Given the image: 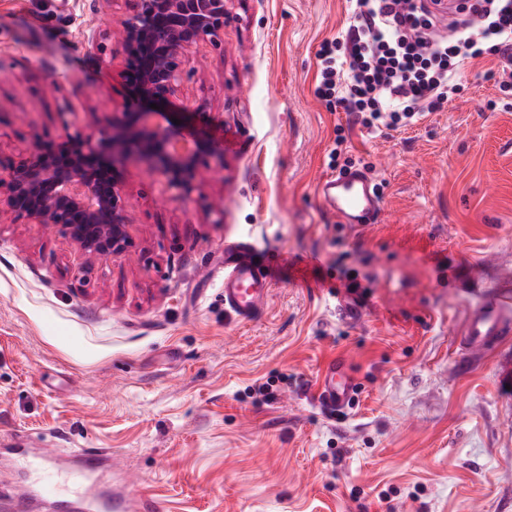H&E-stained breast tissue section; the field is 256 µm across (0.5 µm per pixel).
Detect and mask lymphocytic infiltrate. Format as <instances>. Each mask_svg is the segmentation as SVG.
I'll use <instances>...</instances> for the list:
<instances>
[{
  "label": "lymphocytic infiltrate",
  "instance_id": "obj_1",
  "mask_svg": "<svg viewBox=\"0 0 512 512\" xmlns=\"http://www.w3.org/2000/svg\"><path fill=\"white\" fill-rule=\"evenodd\" d=\"M480 2L477 17L457 12L442 36L424 0H348L346 38L319 51L317 95L368 128L441 109L466 65L489 53L512 59V0Z\"/></svg>",
  "mask_w": 512,
  "mask_h": 512
}]
</instances>
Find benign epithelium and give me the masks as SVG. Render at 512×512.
Returning a JSON list of instances; mask_svg holds the SVG:
<instances>
[{
	"label": "benign epithelium",
	"instance_id": "7a95c632",
	"mask_svg": "<svg viewBox=\"0 0 512 512\" xmlns=\"http://www.w3.org/2000/svg\"><path fill=\"white\" fill-rule=\"evenodd\" d=\"M232 2L134 0L123 20L124 79L130 99L141 107L69 152L36 144L10 160L0 168V214H10L14 224L60 228L84 258L79 270L86 272L93 261L130 244L118 164L133 159L164 178L178 197H189L211 141L184 122L183 113H163L150 104L177 96L192 49L221 45ZM158 116L165 126L156 123Z\"/></svg>",
	"mask_w": 512,
	"mask_h": 512
}]
</instances>
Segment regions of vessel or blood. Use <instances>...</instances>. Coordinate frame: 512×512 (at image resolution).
Listing matches in <instances>:
<instances>
[{
    "mask_svg": "<svg viewBox=\"0 0 512 512\" xmlns=\"http://www.w3.org/2000/svg\"><path fill=\"white\" fill-rule=\"evenodd\" d=\"M325 206L336 215L339 223L363 229L369 217L380 209V201L367 172L353 170L325 179L319 186ZM271 282L256 260V247L248 240H236L224 245V306L241 319L247 320L258 311L268 295ZM512 330V292L505 290L483 304L470 318L464 332V343L470 348L491 347L495 337ZM355 381L345 357L329 361L320 373L318 406L327 412L348 406ZM46 465L39 470L36 488L14 490L0 499V512H50L60 503H68L71 512H124L125 490L100 500L87 482L111 461L103 448H82L70 459L60 461L46 456Z\"/></svg>",
    "mask_w": 512,
    "mask_h": 512,
    "instance_id": "1",
    "label": "vessel or blood"
}]
</instances>
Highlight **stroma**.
Returning a JSON list of instances; mask_svg holds the SVG:
<instances>
[{"label": "stroma", "instance_id": "stroma-1", "mask_svg": "<svg viewBox=\"0 0 512 512\" xmlns=\"http://www.w3.org/2000/svg\"><path fill=\"white\" fill-rule=\"evenodd\" d=\"M131 9L0 0V159L130 109ZM233 14L221 46L192 51L175 100L214 141L189 199L125 162L131 246L95 261L87 285L59 228L0 216V490L28 482L17 449L105 448L101 489L163 512H512V388L497 375L512 335L459 343L470 313L512 290L498 57L467 65L442 109L369 129L315 93L346 0H236ZM348 167L381 197L363 230L318 195ZM240 239L274 258L245 322L224 308V244ZM351 281L356 323L336 306ZM337 355L357 390L330 416L313 395Z\"/></svg>", "mask_w": 512, "mask_h": 512}]
</instances>
